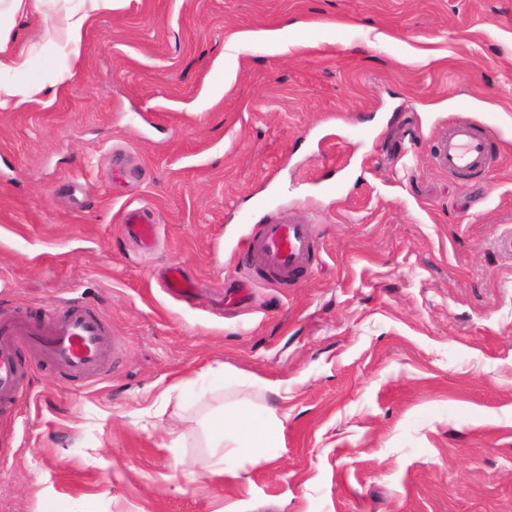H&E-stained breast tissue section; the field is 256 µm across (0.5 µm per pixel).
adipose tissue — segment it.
I'll return each mask as SVG.
<instances>
[{
	"label": "adipose tissue",
	"instance_id": "obj_1",
	"mask_svg": "<svg viewBox=\"0 0 512 512\" xmlns=\"http://www.w3.org/2000/svg\"><path fill=\"white\" fill-rule=\"evenodd\" d=\"M78 8H58V0H0V110L15 108L32 99L40 90L29 80L32 53L14 48L11 23L19 15L45 17L40 39L46 44H62L65 52L53 58L48 68L56 85L69 83L83 64V44L91 18L111 9L113 0H79ZM284 419L276 408H250L242 404L225 407L213 416L206 430V444L214 460L207 470L211 475L238 478L236 470L223 467V460L242 452L278 447Z\"/></svg>",
	"mask_w": 512,
	"mask_h": 512
}]
</instances>
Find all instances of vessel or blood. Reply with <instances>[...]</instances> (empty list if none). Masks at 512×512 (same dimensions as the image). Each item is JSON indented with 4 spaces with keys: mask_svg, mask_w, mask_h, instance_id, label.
Segmentation results:
<instances>
[{
    "mask_svg": "<svg viewBox=\"0 0 512 512\" xmlns=\"http://www.w3.org/2000/svg\"><path fill=\"white\" fill-rule=\"evenodd\" d=\"M496 133L492 122L477 127L450 125L433 153L434 165L445 172L469 175L486 170L489 142ZM125 233L143 247H151L158 233L149 214L128 210ZM317 253L313 225L282 218L261 225L247 243V269L253 279L287 281L307 270ZM111 330L99 311L88 303L64 300L58 311L36 319L0 312V406L14 405L24 392L20 347L70 379L101 374L111 359Z\"/></svg>",
    "mask_w": 512,
    "mask_h": 512,
    "instance_id": "vessel-or-blood-1",
    "label": "vessel or blood"
}]
</instances>
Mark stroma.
<instances>
[{"mask_svg": "<svg viewBox=\"0 0 512 512\" xmlns=\"http://www.w3.org/2000/svg\"><path fill=\"white\" fill-rule=\"evenodd\" d=\"M296 24L308 47L252 38ZM39 81L0 111V304L82 298L116 353L65 383L22 352L0 512H512V0H116L69 85ZM492 112L486 173L433 166ZM142 206L150 253L122 230ZM278 216L315 266L234 301ZM240 399L282 405L280 445L210 475L201 421Z\"/></svg>", "mask_w": 512, "mask_h": 512, "instance_id": "1", "label": "stroma"}]
</instances>
